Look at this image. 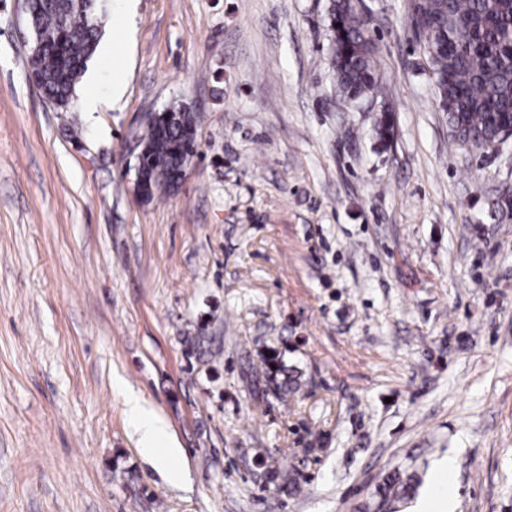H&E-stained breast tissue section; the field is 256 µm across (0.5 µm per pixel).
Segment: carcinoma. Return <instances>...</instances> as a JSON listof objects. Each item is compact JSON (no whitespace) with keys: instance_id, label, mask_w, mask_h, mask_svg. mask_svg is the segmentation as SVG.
I'll list each match as a JSON object with an SVG mask.
<instances>
[{"instance_id":"1","label":"carcinoma","mask_w":512,"mask_h":512,"mask_svg":"<svg viewBox=\"0 0 512 512\" xmlns=\"http://www.w3.org/2000/svg\"><path fill=\"white\" fill-rule=\"evenodd\" d=\"M41 28L30 78L65 110L100 36L98 0H33ZM85 15L88 22L75 21ZM411 22L424 40L439 107L454 137L483 153L512 125V0H411ZM337 83L351 100L377 93V47L362 0H331L328 17ZM195 121L173 107L159 118L141 156L147 199L170 192L191 154ZM279 388L299 387L297 370L274 362Z\"/></svg>"}]
</instances>
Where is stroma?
<instances>
[{
	"instance_id": "stroma-1",
	"label": "stroma",
	"mask_w": 512,
	"mask_h": 512,
	"mask_svg": "<svg viewBox=\"0 0 512 512\" xmlns=\"http://www.w3.org/2000/svg\"><path fill=\"white\" fill-rule=\"evenodd\" d=\"M365 3L375 110L336 91L330 0H103L64 112L0 0V512H413L388 475L422 496L449 457L454 512H512V147L461 149L408 0ZM175 103L198 155L140 202L129 143ZM127 414L130 422L140 432L142 439L148 445V450L164 435L163 429L158 425L157 419L138 397L130 396L126 399Z\"/></svg>"
}]
</instances>
